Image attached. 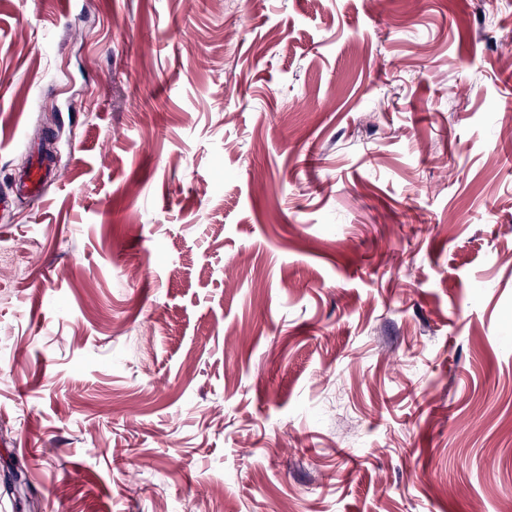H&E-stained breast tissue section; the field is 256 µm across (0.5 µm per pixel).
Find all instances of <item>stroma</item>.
<instances>
[{
  "label": "stroma",
  "mask_w": 512,
  "mask_h": 512,
  "mask_svg": "<svg viewBox=\"0 0 512 512\" xmlns=\"http://www.w3.org/2000/svg\"><path fill=\"white\" fill-rule=\"evenodd\" d=\"M18 461L35 512H512V0H0Z\"/></svg>",
  "instance_id": "obj_1"
}]
</instances>
